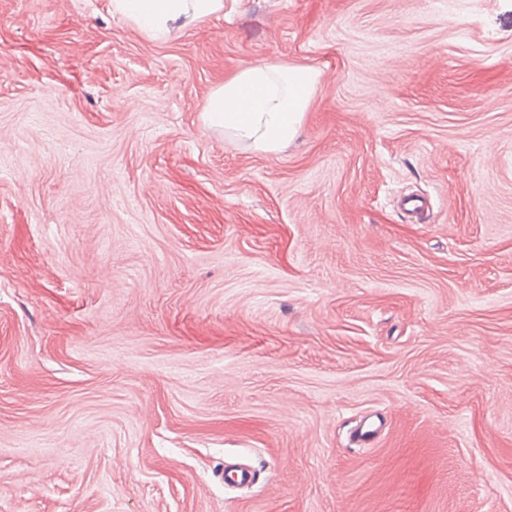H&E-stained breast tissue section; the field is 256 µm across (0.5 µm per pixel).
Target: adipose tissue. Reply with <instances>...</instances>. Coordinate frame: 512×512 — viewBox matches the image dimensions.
<instances>
[{
  "label": "adipose tissue",
  "instance_id": "ef3b65f1",
  "mask_svg": "<svg viewBox=\"0 0 512 512\" xmlns=\"http://www.w3.org/2000/svg\"><path fill=\"white\" fill-rule=\"evenodd\" d=\"M112 7L146 35L164 39L176 23L201 22L222 12L224 0H113ZM317 79L313 69L303 66L239 68L210 94L204 123L250 150L278 152L296 136Z\"/></svg>",
  "mask_w": 512,
  "mask_h": 512
}]
</instances>
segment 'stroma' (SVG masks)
<instances>
[{
  "label": "stroma",
  "instance_id": "obj_1",
  "mask_svg": "<svg viewBox=\"0 0 512 512\" xmlns=\"http://www.w3.org/2000/svg\"><path fill=\"white\" fill-rule=\"evenodd\" d=\"M0 512H512V0H0ZM113 10L146 35L166 39L177 22H202L224 11V0H113ZM309 67L258 63L239 68L209 96L204 124L244 147L280 151L301 126L317 85Z\"/></svg>",
  "mask_w": 512,
  "mask_h": 512
}]
</instances>
